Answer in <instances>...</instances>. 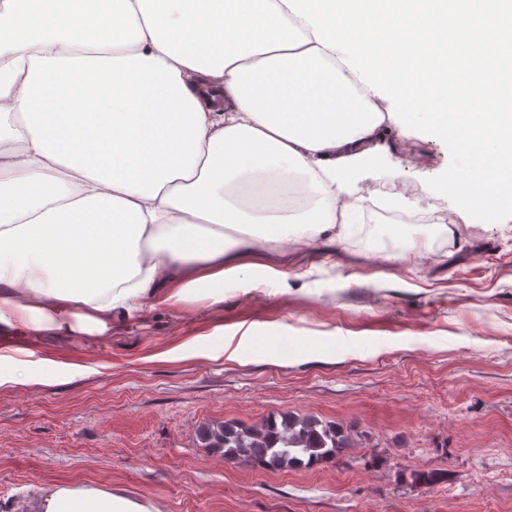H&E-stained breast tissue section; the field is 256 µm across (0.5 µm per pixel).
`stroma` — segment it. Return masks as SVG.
<instances>
[{"label":"stroma","instance_id":"1","mask_svg":"<svg viewBox=\"0 0 512 512\" xmlns=\"http://www.w3.org/2000/svg\"><path fill=\"white\" fill-rule=\"evenodd\" d=\"M420 183L437 137L389 144ZM285 269L211 306L144 308L111 337L17 340L0 387V512L92 483L159 512H512V221L455 219L428 250L356 239L268 249ZM236 357H229L228 348ZM312 414L368 431L309 470L231 464L200 432ZM439 469L446 481L415 473Z\"/></svg>","mask_w":512,"mask_h":512}]
</instances>
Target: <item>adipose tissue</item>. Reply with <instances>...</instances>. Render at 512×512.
Returning <instances> with one entry per match:
<instances>
[{
    "mask_svg": "<svg viewBox=\"0 0 512 512\" xmlns=\"http://www.w3.org/2000/svg\"><path fill=\"white\" fill-rule=\"evenodd\" d=\"M0 0V330L111 336L155 305L219 303L263 244L329 230L364 250L355 196L396 172L395 83L336 25V0H259L272 37L224 44L239 0ZM128 89L122 112H48L63 80ZM35 512H157L91 483L53 484Z\"/></svg>",
    "mask_w": 512,
    "mask_h": 512,
    "instance_id": "ef3b65f1",
    "label": "adipose tissue"
}]
</instances>
